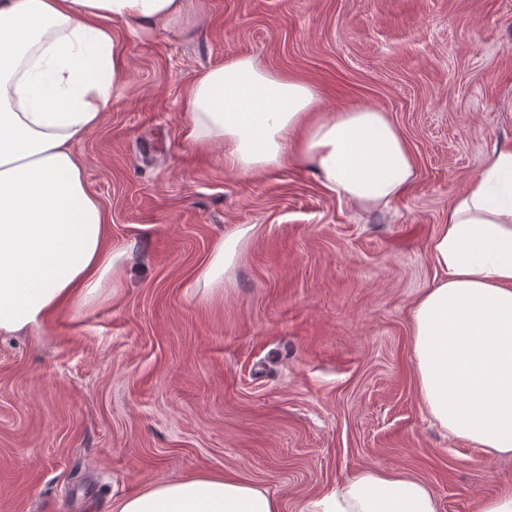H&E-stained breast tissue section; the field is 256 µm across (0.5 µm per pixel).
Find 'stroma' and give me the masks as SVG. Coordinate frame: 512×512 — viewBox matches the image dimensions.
Returning a JSON list of instances; mask_svg holds the SVG:
<instances>
[{
    "mask_svg": "<svg viewBox=\"0 0 512 512\" xmlns=\"http://www.w3.org/2000/svg\"><path fill=\"white\" fill-rule=\"evenodd\" d=\"M128 91L75 146L116 274L39 332L0 337V512H112L163 478L234 472L283 512L364 466L430 485L439 512L512 486L422 409L409 310L429 243L512 146V0H196L188 23L121 33ZM235 55L303 79L325 110L387 114L416 175L360 208L291 160L227 169L181 133L184 91ZM253 232L204 297L220 237Z\"/></svg>",
    "mask_w": 512,
    "mask_h": 512,
    "instance_id": "1",
    "label": "stroma"
}]
</instances>
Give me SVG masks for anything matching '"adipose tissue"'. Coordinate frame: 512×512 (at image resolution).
Returning <instances> with one entry per match:
<instances>
[{
	"label": "adipose tissue",
	"mask_w": 512,
	"mask_h": 512,
	"mask_svg": "<svg viewBox=\"0 0 512 512\" xmlns=\"http://www.w3.org/2000/svg\"><path fill=\"white\" fill-rule=\"evenodd\" d=\"M194 8L195 0H0L1 335L43 327L110 279L107 214L86 189L75 146L128 87L113 29H169ZM319 102L312 84L237 55L187 86L182 132L244 174L306 160L325 188L360 207L403 194L414 161L387 115L363 105L327 112ZM246 234L217 241L197 276L205 295L221 293ZM430 254L441 276L409 313L419 398L449 438L487 460L512 458V149L496 151L452 200ZM112 512H282V502L235 473H201L158 480ZM300 512H438V501L422 480L364 467Z\"/></svg>",
	"instance_id": "obj_1"
}]
</instances>
